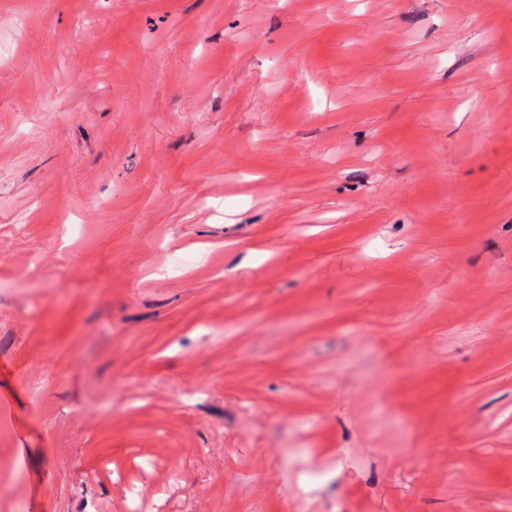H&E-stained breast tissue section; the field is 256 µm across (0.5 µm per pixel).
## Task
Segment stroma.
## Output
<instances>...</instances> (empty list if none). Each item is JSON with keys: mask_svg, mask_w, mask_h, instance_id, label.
<instances>
[{"mask_svg": "<svg viewBox=\"0 0 512 512\" xmlns=\"http://www.w3.org/2000/svg\"><path fill=\"white\" fill-rule=\"evenodd\" d=\"M132 483L512 512V0H0V512Z\"/></svg>", "mask_w": 512, "mask_h": 512, "instance_id": "obj_1", "label": "stroma"}]
</instances>
